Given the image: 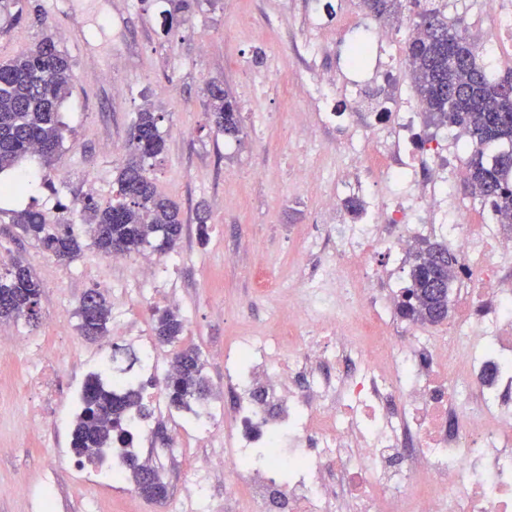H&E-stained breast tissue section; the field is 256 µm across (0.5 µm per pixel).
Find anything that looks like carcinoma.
Segmentation results:
<instances>
[{
    "mask_svg": "<svg viewBox=\"0 0 512 512\" xmlns=\"http://www.w3.org/2000/svg\"><path fill=\"white\" fill-rule=\"evenodd\" d=\"M172 9L164 16V28L183 23L185 0H169ZM403 0H363L364 8L380 18ZM418 8L417 27L430 30L426 37L409 39L406 56L412 86L429 122L458 129L466 138L464 180L470 194L490 205L499 223L512 227V97L504 93L509 78L491 73L473 38L448 23L443 6L430 0H411ZM455 59H448V45ZM76 76L68 53L50 36L14 57L0 61V174L16 167L28 156L48 161L60 148L64 124L60 108L72 94ZM206 110L215 132L227 140L243 133L240 108L216 82L206 86ZM161 115L144 105L132 123L126 156L112 189V201L100 205L93 196L63 206L88 221L92 245L104 256L112 255V244L124 255L140 254L150 248L160 254L172 251L180 240L183 218L179 205L161 196L148 175L149 161L166 149L160 131ZM12 223L62 264L81 251L78 239L67 229L49 223L39 210L14 213ZM457 258L448 246L421 240L413 253L409 280L397 308L401 317L438 324L448 317L450 291L456 280ZM41 285L23 262H12L0 273V320L37 318ZM79 329L87 337L107 332L111 310L104 295L87 293L78 308ZM155 335L167 344L179 342L184 321L178 314L163 311L155 320ZM174 374L167 380L170 404L191 411L209 391L203 363L195 348L176 351ZM149 415L141 390L117 392L96 375L83 387V408L74 421L70 447L75 456L94 463L116 443L126 444L134 432L126 426L131 416ZM139 494L149 501L167 496L166 483L150 470L152 481L143 483L137 460L128 464Z\"/></svg>",
    "mask_w": 512,
    "mask_h": 512,
    "instance_id": "cac0c4a2",
    "label": "carcinoma"
}]
</instances>
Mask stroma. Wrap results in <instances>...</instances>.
<instances>
[{"label":"stroma","instance_id":"1","mask_svg":"<svg viewBox=\"0 0 512 512\" xmlns=\"http://www.w3.org/2000/svg\"><path fill=\"white\" fill-rule=\"evenodd\" d=\"M114 0H73L72 22L45 13L43 0H11L0 9V60L14 57L52 35L70 55L77 77L72 96L61 110L64 139L51 162L31 156L22 163L33 181L31 190L0 198V251L21 259L41 284L38 320L0 323V336L25 337L26 346L0 356V512H32L20 485L37 486L40 473L58 449L69 447L71 416L58 401V425L29 418L27 379L37 361L59 367L63 382L84 378L83 364L94 359L100 341L81 335L77 310L84 295L102 290L110 307L125 309L141 335L153 336L154 316L163 302L139 298V270L156 252L131 256L112 266L91 242L69 265H62L12 222L14 212L35 207L49 222L63 220V204L94 195L100 204L112 199V185L123 153H107L105 142L126 144L137 111L152 105L163 116L164 153L150 169L158 192L176 201L184 219L181 239L165 254L166 285L176 291L185 318L180 347L198 349L203 373L211 385L209 401L226 412L232 430L235 393L224 384L218 351L233 337L277 328L288 310V298L301 279L302 263L321 264V256L302 259L305 239L332 224L324 198L335 192L347 171H363L359 159L337 156L346 122L321 125L316 109H303L315 74L330 76L344 91L349 43L338 34L348 22L370 16L361 0H323L325 29L308 25L311 0H188L185 25L164 32L168 0H132L126 13ZM450 23L494 33L500 11L512 0H447ZM417 18L404 10L399 19L383 21L393 42L374 55L363 73L369 100L412 95L406 45ZM83 27L85 53H78L70 24ZM322 52H305L309 39ZM115 73V81L96 80V73ZM222 82L236 98L244 135L225 142L205 111L204 89ZM316 163L325 177L313 186L298 184L296 168ZM205 205L207 224L199 226L198 205ZM234 263H226V254ZM69 308V321L57 319ZM168 487L164 503L114 492L111 483L84 485L74 472L57 473V512H172L173 503L192 496L183 467L171 462L161 470Z\"/></svg>","mask_w":512,"mask_h":512}]
</instances>
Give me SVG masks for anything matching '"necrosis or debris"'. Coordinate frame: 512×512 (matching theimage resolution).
Returning a JSON list of instances; mask_svg holds the SVG:
<instances>
[{"label":"necrosis or debris","mask_w":512,"mask_h":512,"mask_svg":"<svg viewBox=\"0 0 512 512\" xmlns=\"http://www.w3.org/2000/svg\"><path fill=\"white\" fill-rule=\"evenodd\" d=\"M343 144L363 156L370 183L365 223L337 224L304 251L322 264L293 291L281 336L237 337L224 349V380L238 402L234 428L209 409L177 416L162 453L223 441L224 500L184 512H512V238L481 202L454 197L458 165L420 144V106L366 102ZM437 174L421 182V163ZM446 241L464 286L444 336L418 327L393 336L391 282L382 254L403 257L417 238Z\"/></svg>","instance_id":"1"}]
</instances>
